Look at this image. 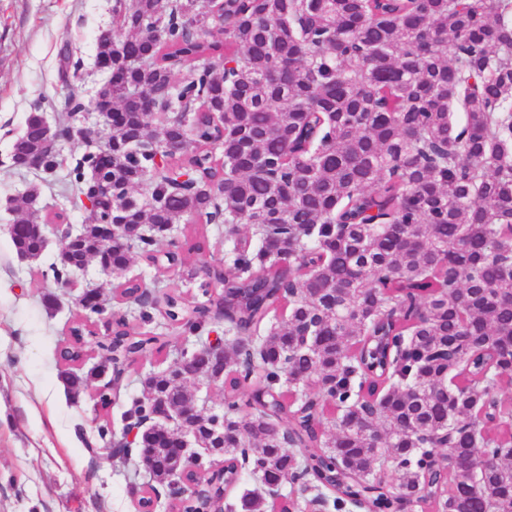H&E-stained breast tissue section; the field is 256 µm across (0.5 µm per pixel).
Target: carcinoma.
I'll list each match as a JSON object with an SVG mask.
<instances>
[{"mask_svg": "<svg viewBox=\"0 0 512 512\" xmlns=\"http://www.w3.org/2000/svg\"><path fill=\"white\" fill-rule=\"evenodd\" d=\"M112 23L125 37L101 38L96 59L112 67L103 98L121 123L67 184L96 197V221L124 225L110 271L134 248L151 258L154 234L181 224L180 267L206 302L170 299L205 331L224 305V361L191 357L221 378L224 411L195 425L224 466L197 473L184 512H273L255 491L224 503L235 462L277 481L296 448L339 509L512 512V271L496 259L512 249V0H131ZM82 110L70 95L62 137ZM41 131L37 108L10 167L36 148L60 164ZM60 218L21 207L13 247L40 257L36 221ZM200 224L230 236L258 224L259 245L233 244L230 267L200 280L188 266L205 249ZM266 324L253 359L240 340ZM86 335L72 328L59 361L78 359ZM92 344L121 375L162 351L126 317ZM62 378L75 397L93 386L87 370ZM142 386L124 419H148L155 393L175 409L190 396L166 370ZM142 448L164 483L174 440L154 429ZM381 461L392 491L374 476Z\"/></svg>", "mask_w": 512, "mask_h": 512, "instance_id": "obj_1", "label": "carcinoma"}]
</instances>
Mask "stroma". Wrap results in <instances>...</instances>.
<instances>
[{
  "mask_svg": "<svg viewBox=\"0 0 512 512\" xmlns=\"http://www.w3.org/2000/svg\"><path fill=\"white\" fill-rule=\"evenodd\" d=\"M114 0H0V512H136L132 488L144 473L134 462L108 458L98 435L103 422L121 431L130 397L141 395V380L176 358L185 345L183 329L155 316L148 328L164 345L156 356L138 358L120 384L108 412L96 410L95 391L68 392L57 351L81 312L77 297L88 288L102 295L104 311L90 315V328L103 330L106 318L132 315L135 304L114 296L125 277L151 288L184 287L179 271L156 268L135 258L126 273L102 274L96 265L74 278L73 287L54 281L59 228L47 226L42 257H18L9 233L16 200L39 185L43 212L65 211L69 223H85L87 213L72 202L62 178L84 144L60 142L62 168L51 179L36 170H15L6 159L34 108L48 120L62 114L71 93L91 97L104 79L96 68L99 38L113 33ZM79 61L77 74L59 76V54ZM58 303L47 308L43 297Z\"/></svg>",
  "mask_w": 512,
  "mask_h": 512,
  "instance_id": "35a3bbf8",
  "label": "stroma"
}]
</instances>
